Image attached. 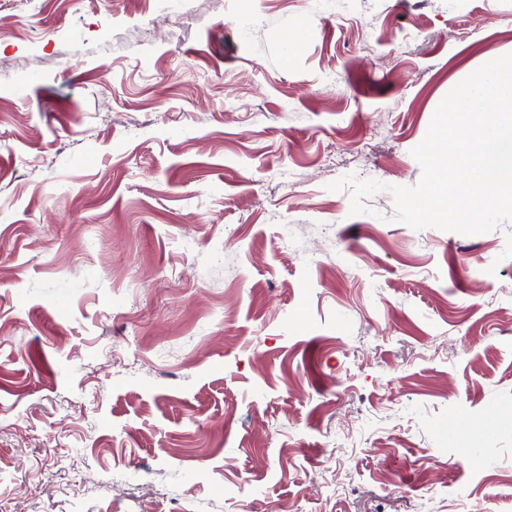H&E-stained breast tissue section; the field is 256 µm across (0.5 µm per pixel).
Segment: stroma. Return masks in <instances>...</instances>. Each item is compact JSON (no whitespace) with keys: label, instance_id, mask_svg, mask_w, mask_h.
Masks as SVG:
<instances>
[{"label":"stroma","instance_id":"35a3bbf8","mask_svg":"<svg viewBox=\"0 0 512 512\" xmlns=\"http://www.w3.org/2000/svg\"><path fill=\"white\" fill-rule=\"evenodd\" d=\"M491 51L512 0H0V512H512L441 446L512 413V222L389 191Z\"/></svg>","mask_w":512,"mask_h":512}]
</instances>
